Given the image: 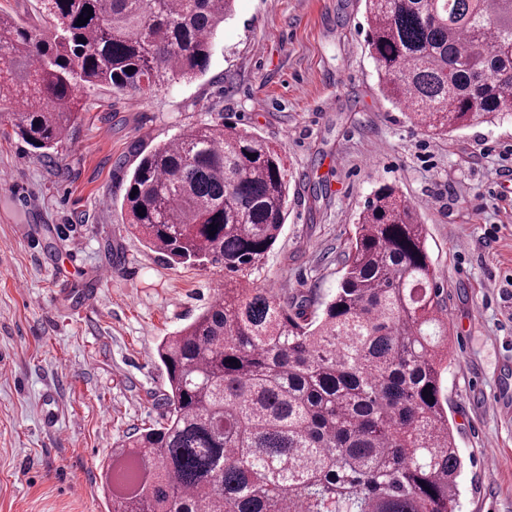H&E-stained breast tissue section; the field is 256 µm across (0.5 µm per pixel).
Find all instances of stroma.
Listing matches in <instances>:
<instances>
[{"label": "stroma", "mask_w": 512, "mask_h": 512, "mask_svg": "<svg viewBox=\"0 0 512 512\" xmlns=\"http://www.w3.org/2000/svg\"><path fill=\"white\" fill-rule=\"evenodd\" d=\"M366 29L362 0H236L196 79L85 90L42 158L0 125V512H107L103 465L159 421L157 348L223 293L224 269L151 249L122 200L143 151L218 120L284 147L294 175L259 287L329 297L374 189L418 206L452 328L461 512H512V122L429 137L381 94Z\"/></svg>", "instance_id": "obj_1"}]
</instances>
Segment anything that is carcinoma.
Here are the masks:
<instances>
[{
    "label": "carcinoma",
    "mask_w": 512,
    "mask_h": 512,
    "mask_svg": "<svg viewBox=\"0 0 512 512\" xmlns=\"http://www.w3.org/2000/svg\"><path fill=\"white\" fill-rule=\"evenodd\" d=\"M42 4L47 30L0 15V108L40 157L68 139L85 89L147 94L205 73L234 9ZM365 14L382 91L416 126L440 138L512 119V0H365ZM288 191L285 149L220 121L135 167L122 202L131 228L175 263L234 278L159 345L161 421L112 451L109 512H460L448 315L426 226L395 186L376 188L335 294L317 303L251 279Z\"/></svg>",
    "instance_id": "cac0c4a2"
}]
</instances>
